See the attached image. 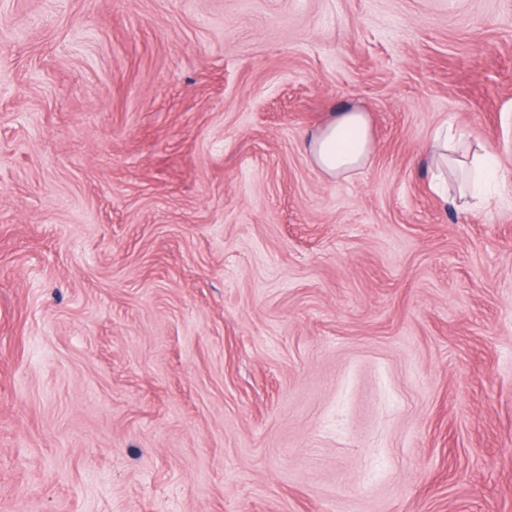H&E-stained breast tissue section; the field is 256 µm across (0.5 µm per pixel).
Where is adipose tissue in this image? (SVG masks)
Returning <instances> with one entry per match:
<instances>
[{"mask_svg":"<svg viewBox=\"0 0 512 512\" xmlns=\"http://www.w3.org/2000/svg\"><path fill=\"white\" fill-rule=\"evenodd\" d=\"M313 165L324 173L340 177L354 173L370 159L374 141L365 113L346 108L305 142Z\"/></svg>","mask_w":512,"mask_h":512,"instance_id":"adipose-tissue-1","label":"adipose tissue"}]
</instances>
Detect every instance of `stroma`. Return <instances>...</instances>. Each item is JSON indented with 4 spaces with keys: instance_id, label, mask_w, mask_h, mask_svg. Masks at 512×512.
I'll use <instances>...</instances> for the list:
<instances>
[{
    "instance_id": "35a3bbf8",
    "label": "stroma",
    "mask_w": 512,
    "mask_h": 512,
    "mask_svg": "<svg viewBox=\"0 0 512 512\" xmlns=\"http://www.w3.org/2000/svg\"><path fill=\"white\" fill-rule=\"evenodd\" d=\"M0 512H512V0H0ZM313 165L324 173L340 177L354 173L370 159L374 141L367 115L345 108L304 145ZM460 140H457L456 135L448 131V127L439 128L435 132L432 138L433 168L439 174L451 171L460 161L457 157L460 151ZM471 177L467 192L462 199L465 205H469L468 197L476 199L479 197L480 191L483 186L493 183L497 179L496 168L492 159L491 154L483 150L480 153H476L471 159Z\"/></svg>"
}]
</instances>
